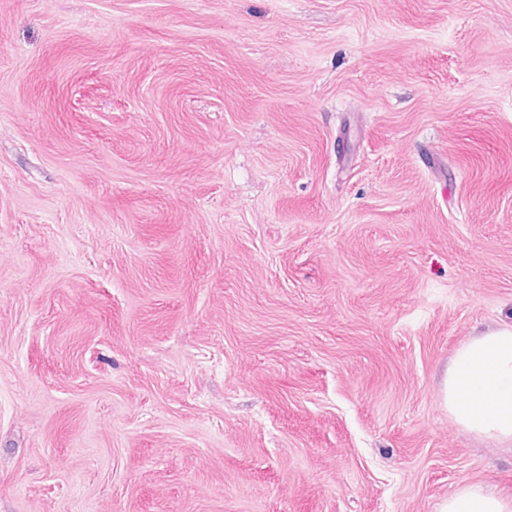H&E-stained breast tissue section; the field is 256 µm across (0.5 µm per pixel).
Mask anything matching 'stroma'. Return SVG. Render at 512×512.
Listing matches in <instances>:
<instances>
[{"label": "stroma", "instance_id": "stroma-1", "mask_svg": "<svg viewBox=\"0 0 512 512\" xmlns=\"http://www.w3.org/2000/svg\"><path fill=\"white\" fill-rule=\"evenodd\" d=\"M502 327L512 0H0V512L512 499ZM441 397L464 430L512 442V328L490 329L463 344L448 366Z\"/></svg>", "mask_w": 512, "mask_h": 512}]
</instances>
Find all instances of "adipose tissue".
<instances>
[{
    "mask_svg": "<svg viewBox=\"0 0 512 512\" xmlns=\"http://www.w3.org/2000/svg\"><path fill=\"white\" fill-rule=\"evenodd\" d=\"M442 402L452 420L481 438L512 442V328L472 337L452 358ZM438 512H512V501L479 485H464Z\"/></svg>",
    "mask_w": 512,
    "mask_h": 512,
    "instance_id": "ef3b65f1",
    "label": "adipose tissue"
}]
</instances>
